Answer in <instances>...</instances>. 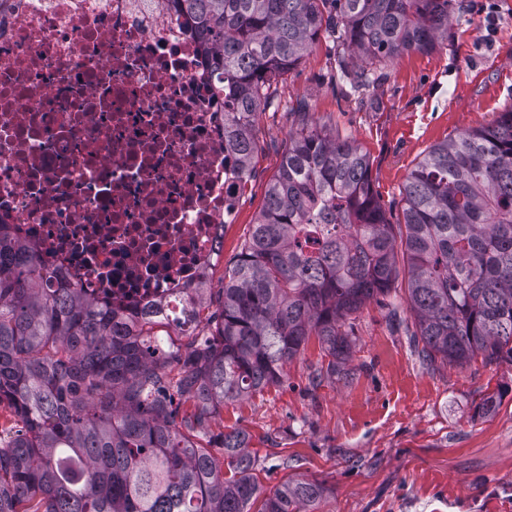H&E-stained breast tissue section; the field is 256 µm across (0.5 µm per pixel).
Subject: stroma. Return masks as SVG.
Segmentation results:
<instances>
[{
	"label": "stroma",
	"instance_id": "stroma-1",
	"mask_svg": "<svg viewBox=\"0 0 512 512\" xmlns=\"http://www.w3.org/2000/svg\"><path fill=\"white\" fill-rule=\"evenodd\" d=\"M450 12L446 41L374 65L369 88L342 80L340 50L324 36L278 83L256 116L255 169L226 226L211 301L291 132L314 122L355 141L390 223L400 224L407 177L429 150L512 108V0H452ZM352 326L335 373L313 339L280 384L225 404L224 429L248 434L264 492L318 479L328 488L323 512H512V362L423 357L401 291L368 302ZM491 395L499 401L487 413Z\"/></svg>",
	"mask_w": 512,
	"mask_h": 512
}]
</instances>
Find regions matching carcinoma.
<instances>
[{"mask_svg":"<svg viewBox=\"0 0 512 512\" xmlns=\"http://www.w3.org/2000/svg\"><path fill=\"white\" fill-rule=\"evenodd\" d=\"M173 2L224 91L240 196L257 112L321 33L336 35L341 73L360 89L361 64L434 49L450 17V0ZM404 202V223H389L360 147L302 127L224 270L217 309L196 288L185 320L87 300L0 224V405L12 414L0 512H318L319 481L287 479L259 499L246 434L210 426L225 403L279 384L313 336L336 372L351 317L397 292L398 259L429 360L512 358V108L432 148Z\"/></svg>","mask_w":512,"mask_h":512,"instance_id":"1","label":"carcinoma"}]
</instances>
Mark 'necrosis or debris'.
<instances>
[{
    "instance_id": "necrosis-or-debris-1",
    "label": "necrosis or debris",
    "mask_w": 512,
    "mask_h": 512,
    "mask_svg": "<svg viewBox=\"0 0 512 512\" xmlns=\"http://www.w3.org/2000/svg\"><path fill=\"white\" fill-rule=\"evenodd\" d=\"M237 196L173 0H0V224L89 299L188 308Z\"/></svg>"
}]
</instances>
